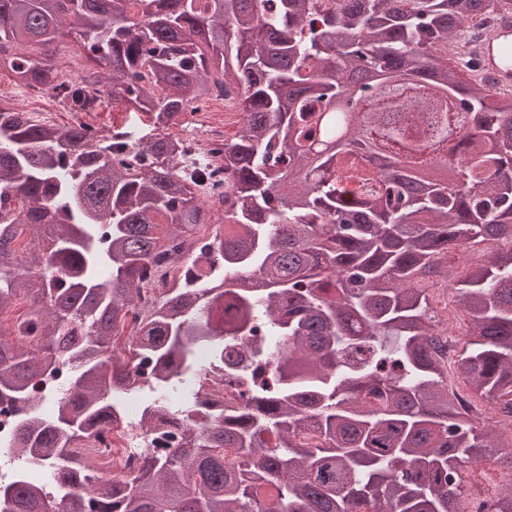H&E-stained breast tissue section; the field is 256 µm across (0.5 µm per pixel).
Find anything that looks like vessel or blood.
Wrapping results in <instances>:
<instances>
[{"instance_id": "b4317fda", "label": "vessel or blood", "mask_w": 512, "mask_h": 512, "mask_svg": "<svg viewBox=\"0 0 512 512\" xmlns=\"http://www.w3.org/2000/svg\"><path fill=\"white\" fill-rule=\"evenodd\" d=\"M454 54L473 60L470 79L491 80L497 90L512 94V15L500 16L478 39L458 38Z\"/></svg>"}]
</instances>
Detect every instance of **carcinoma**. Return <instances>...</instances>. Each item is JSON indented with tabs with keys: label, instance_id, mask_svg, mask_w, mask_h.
<instances>
[{
	"label": "carcinoma",
	"instance_id": "cac0c4a2",
	"mask_svg": "<svg viewBox=\"0 0 512 512\" xmlns=\"http://www.w3.org/2000/svg\"><path fill=\"white\" fill-rule=\"evenodd\" d=\"M500 12L512 0H0V69L16 82L73 112L106 100L152 123L131 169L124 146L81 123L0 109V311L36 290L30 317L0 328V403L18 413L0 443V512H461L464 466L512 471V449L448 388L430 291L453 290L469 319L457 359L469 393L512 420V248H497L512 239V94L448 67L455 37ZM62 36L109 80L66 81L22 52ZM358 67L403 97L365 100L336 151L311 154L318 108L361 98L345 85ZM230 92L243 126L223 150L224 280L171 289L122 359L112 338L148 271L179 264L204 217L208 173L182 164L191 142L165 131ZM450 99L468 124L452 142L438 139ZM391 141L448 158L452 179L403 156L374 170ZM356 161L365 178L351 191ZM480 244L487 260L452 278L448 254ZM254 323L288 348L259 350L243 407L173 401L182 376L208 380ZM140 361L142 430L180 419L182 447L145 448L136 473L103 479L83 447L140 391ZM61 369L47 414L35 393ZM487 504L512 512V482Z\"/></svg>",
	"mask_w": 512,
	"mask_h": 512
}]
</instances>
